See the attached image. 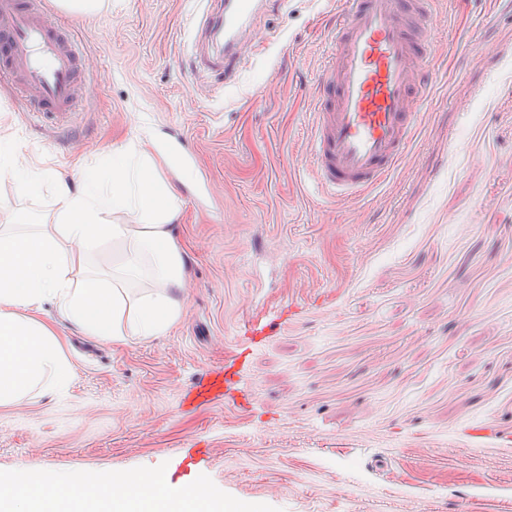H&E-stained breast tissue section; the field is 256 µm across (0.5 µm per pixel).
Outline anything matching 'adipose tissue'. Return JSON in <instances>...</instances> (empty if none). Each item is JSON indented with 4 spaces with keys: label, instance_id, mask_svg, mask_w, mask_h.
<instances>
[{
    "label": "adipose tissue",
    "instance_id": "adipose-tissue-1",
    "mask_svg": "<svg viewBox=\"0 0 512 512\" xmlns=\"http://www.w3.org/2000/svg\"><path fill=\"white\" fill-rule=\"evenodd\" d=\"M151 132L104 156L81 158L73 176L43 170L0 128V174L16 191L50 196L54 224L0 203V404L24 399L51 381L68 388L72 370L53 327L41 317L54 303L62 319L112 343L165 334L178 320L189 259L173 227L182 217L177 183ZM112 252V269L96 260ZM0 512H240L205 485L167 487L149 473L59 474L0 481Z\"/></svg>",
    "mask_w": 512,
    "mask_h": 512
}]
</instances>
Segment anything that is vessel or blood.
I'll return each instance as SVG.
<instances>
[{"mask_svg": "<svg viewBox=\"0 0 512 512\" xmlns=\"http://www.w3.org/2000/svg\"><path fill=\"white\" fill-rule=\"evenodd\" d=\"M265 3L224 0L206 17L203 35L224 33L223 56L203 57L206 68L234 76L240 45L252 41V20ZM432 5L433 0H345L309 137L314 177L331 195L358 199L386 181L408 153L430 93ZM0 74L17 80L37 111L58 120L87 94L83 50L69 30L48 20L46 0H0ZM246 362L240 352L210 369L182 392V408L193 411L230 397L247 407L249 395L238 390ZM208 456L205 448L185 449L161 482L185 485Z\"/></svg>", "mask_w": 512, "mask_h": 512, "instance_id": "obj_1", "label": "vessel or blood"}]
</instances>
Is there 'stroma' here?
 <instances>
[{
    "label": "stroma",
    "mask_w": 512,
    "mask_h": 512,
    "mask_svg": "<svg viewBox=\"0 0 512 512\" xmlns=\"http://www.w3.org/2000/svg\"><path fill=\"white\" fill-rule=\"evenodd\" d=\"M211 0L51 10L87 60L66 119L0 77V124L62 169L147 124L183 173L190 257L166 334L104 343L58 320L69 389L0 406V478L157 474L249 512H512V0H436L428 103L408 155L344 202L305 170L340 0L266 6L233 80L199 70ZM254 322L276 323L257 345ZM248 351L239 387L187 413L181 391ZM197 447V446H196ZM209 457L208 448H186L167 474L161 475L163 484L182 486L188 483L191 473Z\"/></svg>",
    "instance_id": "35a3bbf8"
}]
</instances>
